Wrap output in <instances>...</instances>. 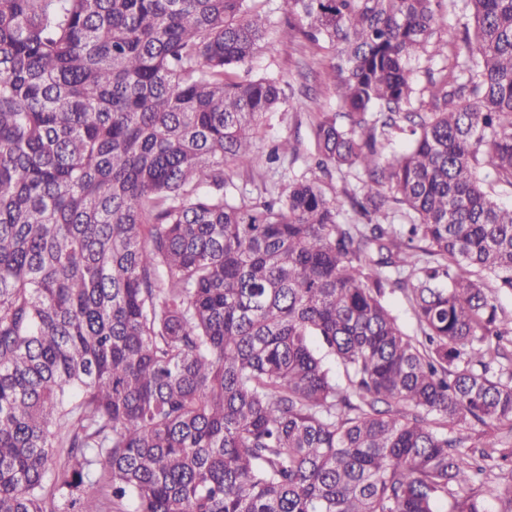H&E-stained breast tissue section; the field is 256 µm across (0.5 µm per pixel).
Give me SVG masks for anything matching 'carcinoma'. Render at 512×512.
<instances>
[{"label":"carcinoma","mask_w":512,"mask_h":512,"mask_svg":"<svg viewBox=\"0 0 512 512\" xmlns=\"http://www.w3.org/2000/svg\"><path fill=\"white\" fill-rule=\"evenodd\" d=\"M252 2L0 0V512H512L456 435L512 431V0H287L336 110L229 196L293 150ZM320 184L328 197L343 196L346 189L350 191L354 189L357 193H360L362 186L360 179L355 176L354 172L343 174L333 172L331 177H322ZM386 302L398 317L403 329L410 335L417 333L416 320L409 309L404 295L396 290L394 293L387 294Z\"/></svg>","instance_id":"obj_1"}]
</instances>
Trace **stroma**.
<instances>
[{
	"label": "stroma",
	"mask_w": 512,
	"mask_h": 512,
	"mask_svg": "<svg viewBox=\"0 0 512 512\" xmlns=\"http://www.w3.org/2000/svg\"><path fill=\"white\" fill-rule=\"evenodd\" d=\"M256 8L265 13L274 30L267 44L252 63V75L272 74L284 81L285 92L292 105L285 110L267 114L260 123L255 141L257 153H265L277 141L293 142L297 157L287 158L278 166H265L260 170H236L232 194L249 192L258 195L267 186H284L289 180L309 176L311 157L315 151L312 127L320 113L335 110L336 98L323 73L331 56L327 50H308L302 39L282 41L278 31L287 18L286 0H255Z\"/></svg>",
	"instance_id": "stroma-1"
}]
</instances>
